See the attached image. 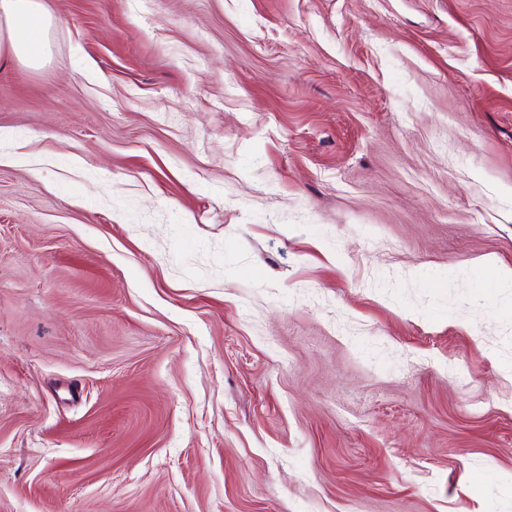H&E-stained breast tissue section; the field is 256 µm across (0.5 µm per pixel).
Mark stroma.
<instances>
[{
	"label": "stroma",
	"instance_id": "35a3bbf8",
	"mask_svg": "<svg viewBox=\"0 0 512 512\" xmlns=\"http://www.w3.org/2000/svg\"><path fill=\"white\" fill-rule=\"evenodd\" d=\"M41 2L0 512H512V0Z\"/></svg>",
	"mask_w": 512,
	"mask_h": 512
}]
</instances>
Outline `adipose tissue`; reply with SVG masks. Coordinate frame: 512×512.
Wrapping results in <instances>:
<instances>
[{
	"mask_svg": "<svg viewBox=\"0 0 512 512\" xmlns=\"http://www.w3.org/2000/svg\"><path fill=\"white\" fill-rule=\"evenodd\" d=\"M0 23L18 57L30 63L40 58L46 18L39 0H0Z\"/></svg>",
	"mask_w": 512,
	"mask_h": 512,
	"instance_id": "obj_1",
	"label": "adipose tissue"
}]
</instances>
